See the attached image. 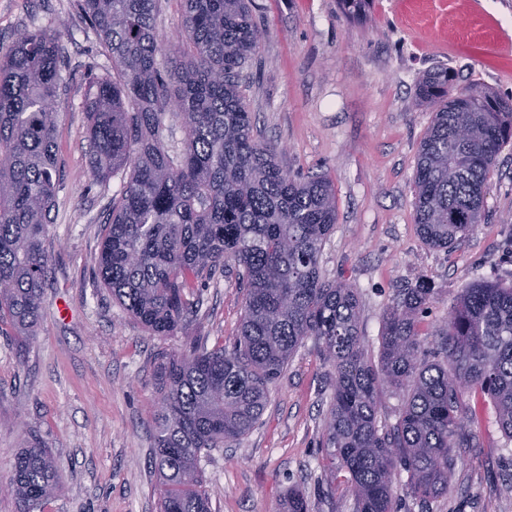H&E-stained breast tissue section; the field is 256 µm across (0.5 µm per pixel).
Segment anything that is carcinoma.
Returning a JSON list of instances; mask_svg holds the SVG:
<instances>
[{
	"instance_id": "carcinoma-1",
	"label": "carcinoma",
	"mask_w": 512,
	"mask_h": 512,
	"mask_svg": "<svg viewBox=\"0 0 512 512\" xmlns=\"http://www.w3.org/2000/svg\"><path fill=\"white\" fill-rule=\"evenodd\" d=\"M159 0H74L86 29L112 60L92 75L84 102L90 166L100 183L124 174L104 224L98 276L112 299L154 336L193 315L196 284L238 269L244 316L235 346L192 344L160 354L154 368V469L160 512H212L198 462L247 435L269 386L313 337L335 370L322 447L356 512H398L396 475L408 474L420 512H438L448 475L470 447L464 427L481 421L468 392L490 402L512 440V286L461 289L428 346L421 337L434 289H400L382 314L377 360L366 352L354 289L325 281L322 245L336 224V191L325 174L293 178L277 145L253 134L239 94L262 38L252 0H183L185 60L167 67L155 27ZM371 0H339L343 15L367 16ZM435 70L415 105L434 112L415 167V224L422 240L447 248L484 212L487 175L512 141V94ZM64 83L58 33L23 31L0 56V321L36 333L48 264L46 227L59 184L55 138ZM177 110L182 155L162 146ZM403 393L395 423L380 425L387 388ZM60 485L46 449L24 440L6 491L16 512H41ZM282 512H308L290 489Z\"/></svg>"
}]
</instances>
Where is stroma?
<instances>
[{
	"mask_svg": "<svg viewBox=\"0 0 512 512\" xmlns=\"http://www.w3.org/2000/svg\"><path fill=\"white\" fill-rule=\"evenodd\" d=\"M253 5L264 35L240 94L255 136L280 144L286 171L299 179L323 173L335 186L337 220L319 271L355 288L369 355L378 354L381 315L396 289L432 284L422 326L431 333L462 288L512 285V144L489 172L481 223L449 248L421 239L413 192L417 152L433 118L414 104L418 82L447 67L460 83L512 94V0H372L364 22L347 20L337 0ZM35 25L61 34V187L47 226L37 332L0 335V482L20 443L33 438L61 475L43 512H157L154 363L159 353L182 354L196 340L231 346L244 293L234 268L216 273L195 289L190 326L170 336L150 335L113 302L95 268L121 180L94 181L81 110L90 68L106 58L71 0H0V55ZM333 378L318 342L307 338L270 387L256 427L202 456L214 512H280L291 486L305 493L310 512H353L321 446ZM471 433L464 464L438 499L440 512H512V441L491 406H483Z\"/></svg>",
	"mask_w": 512,
	"mask_h": 512,
	"instance_id": "obj_1",
	"label": "stroma"
}]
</instances>
